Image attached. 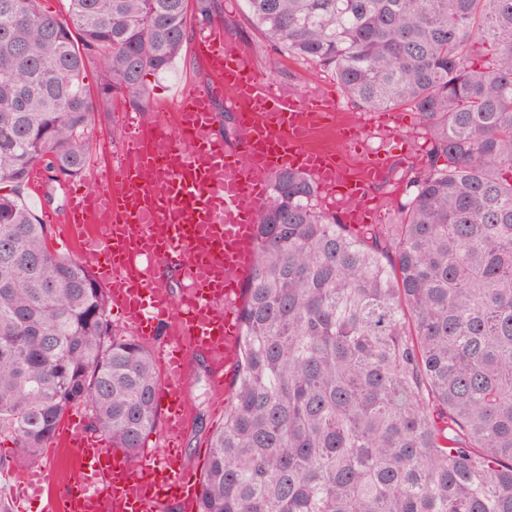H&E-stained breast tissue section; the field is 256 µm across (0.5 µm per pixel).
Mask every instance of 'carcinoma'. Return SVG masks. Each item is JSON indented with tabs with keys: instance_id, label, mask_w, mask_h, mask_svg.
Masks as SVG:
<instances>
[{
	"instance_id": "cac0c4a2",
	"label": "carcinoma",
	"mask_w": 512,
	"mask_h": 512,
	"mask_svg": "<svg viewBox=\"0 0 512 512\" xmlns=\"http://www.w3.org/2000/svg\"><path fill=\"white\" fill-rule=\"evenodd\" d=\"M269 45L362 112L429 135L398 224L354 229L289 169L257 221L224 425L198 512H512V0H243ZM214 0H0V183L82 176L94 114L150 111ZM102 63L92 92L88 65ZM49 227L0 196V438L22 469L84 408L139 460L157 425L150 349Z\"/></svg>"
}]
</instances>
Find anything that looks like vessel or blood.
Returning <instances> with one entry per match:
<instances>
[{
    "label": "vessel or blood",
    "instance_id": "b4317fda",
    "mask_svg": "<svg viewBox=\"0 0 512 512\" xmlns=\"http://www.w3.org/2000/svg\"><path fill=\"white\" fill-rule=\"evenodd\" d=\"M194 49L209 86L157 102L149 126L140 113H126L118 157L94 189H69L63 214L51 217L108 288L120 319L154 345L167 375L157 393L162 445L133 462L87 433L82 418L65 419L53 441L69 453L63 472L15 475L19 497H46L45 512H198L201 468L182 453L192 424L190 360L206 361L215 393L230 392L239 301L272 175L304 172L326 197L345 202V223L360 224L374 211L372 188L387 172L386 158L373 153L360 166L347 162L344 152L361 144L365 126L341 117L335 98L281 91L223 26L201 33ZM217 90L236 121L231 149L215 132Z\"/></svg>",
    "mask_w": 512,
    "mask_h": 512
}]
</instances>
